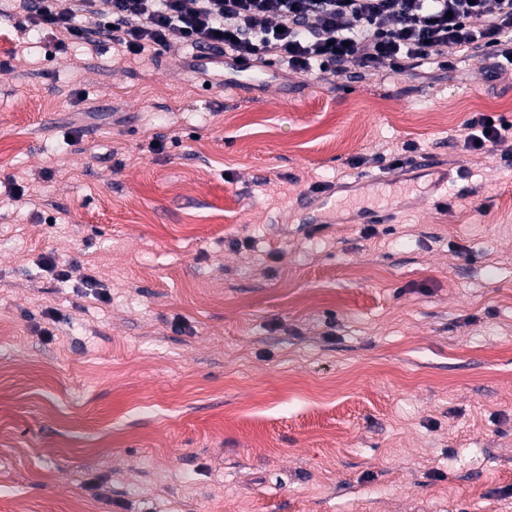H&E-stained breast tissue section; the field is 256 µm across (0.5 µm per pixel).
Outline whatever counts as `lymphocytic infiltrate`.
Wrapping results in <instances>:
<instances>
[{"label":"lymphocytic infiltrate","instance_id":"f902f5d3","mask_svg":"<svg viewBox=\"0 0 512 512\" xmlns=\"http://www.w3.org/2000/svg\"><path fill=\"white\" fill-rule=\"evenodd\" d=\"M22 31L54 48L109 42L132 55L179 44L242 67L328 80L355 69L417 75L448 68V51L512 63V0H8ZM469 148L505 143L512 120L476 112Z\"/></svg>","mask_w":512,"mask_h":512}]
</instances>
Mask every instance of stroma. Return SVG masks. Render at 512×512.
Wrapping results in <instances>:
<instances>
[{"label":"stroma","mask_w":512,"mask_h":512,"mask_svg":"<svg viewBox=\"0 0 512 512\" xmlns=\"http://www.w3.org/2000/svg\"><path fill=\"white\" fill-rule=\"evenodd\" d=\"M15 23L0 512H512V162L463 131L512 66L222 87ZM407 141L413 182L374 161Z\"/></svg>","instance_id":"1"}]
</instances>
